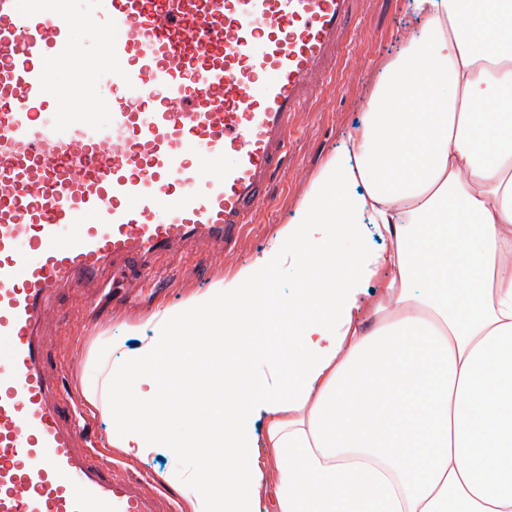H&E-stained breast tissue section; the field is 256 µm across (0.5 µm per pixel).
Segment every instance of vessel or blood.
Masks as SVG:
<instances>
[{
    "label": "vessel or blood",
    "instance_id": "1",
    "mask_svg": "<svg viewBox=\"0 0 512 512\" xmlns=\"http://www.w3.org/2000/svg\"><path fill=\"white\" fill-rule=\"evenodd\" d=\"M357 0H0V512H179L81 451L52 378L56 293L106 290L202 243L233 250L287 167L294 116ZM99 40L106 119L52 107L50 65Z\"/></svg>",
    "mask_w": 512,
    "mask_h": 512
}]
</instances>
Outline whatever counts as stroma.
<instances>
[{"label": "stroma", "mask_w": 512, "mask_h": 512, "mask_svg": "<svg viewBox=\"0 0 512 512\" xmlns=\"http://www.w3.org/2000/svg\"><path fill=\"white\" fill-rule=\"evenodd\" d=\"M413 24L409 0H357L347 46L334 76L320 88L312 105L297 114L287 171L274 189L273 200L257 207L235 250L205 247L194 254L167 257L161 262L163 288L152 292L132 279L124 284L123 298H103L92 308L86 306L83 290L58 295L43 331L52 356L75 368L73 388L79 400H86L88 384L103 378V366L120 372L132 362L140 347L157 336L164 312L182 308L219 281L231 280L242 267L279 244L283 226L294 221L310 182L357 125L383 66L398 53L401 36ZM78 43L79 58L55 69L58 103L63 108L71 98H92L98 92L96 84L85 78L82 61L96 55L100 46L84 37ZM87 413L101 450L100 462L122 461L133 472L155 478L168 495L179 497L169 477L194 469L191 425L158 426L152 433L153 450L138 457L112 445L122 423L112 422L93 407Z\"/></svg>", "instance_id": "obj_1"}]
</instances>
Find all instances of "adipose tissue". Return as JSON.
I'll return each instance as SVG.
<instances>
[{
    "label": "adipose tissue",
    "instance_id": "obj_1",
    "mask_svg": "<svg viewBox=\"0 0 512 512\" xmlns=\"http://www.w3.org/2000/svg\"><path fill=\"white\" fill-rule=\"evenodd\" d=\"M412 7L423 25L285 225L288 255L164 313L124 378L87 389L108 416L130 383V454L159 422L194 424L200 466L177 480L192 512H255L261 442L274 512H512V0ZM289 260L301 286L283 297ZM381 272L367 331L357 294ZM167 341L182 399L159 416Z\"/></svg>",
    "mask_w": 512,
    "mask_h": 512
}]
</instances>
